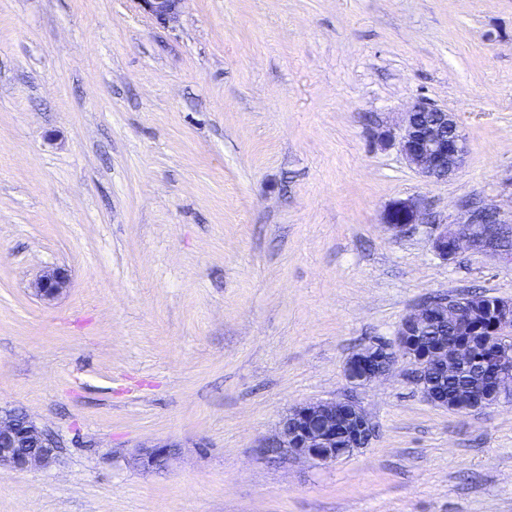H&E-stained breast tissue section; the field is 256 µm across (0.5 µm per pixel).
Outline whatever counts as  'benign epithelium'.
I'll use <instances>...</instances> for the list:
<instances>
[{"label":"benign epithelium","mask_w":512,"mask_h":512,"mask_svg":"<svg viewBox=\"0 0 512 512\" xmlns=\"http://www.w3.org/2000/svg\"><path fill=\"white\" fill-rule=\"evenodd\" d=\"M183 0H137L160 23L175 18ZM395 143L408 166L427 182L448 179L462 165L468 153V139L455 114L417 98L403 112L396 129L382 133ZM428 214L417 199H396L383 213V223L396 236H402L417 224L428 223ZM502 218L492 207L471 211L457 224H444L432 239L435 254L452 261L465 248L504 251ZM67 272L51 267L38 274L29 285L39 300L51 303L69 288ZM463 300L449 296L437 306L428 301L415 308L401 322L395 342L374 338L354 352L345 362L344 376L352 385L364 386L385 378L403 361L412 366L413 378L421 394L431 403L448 407V399L433 389L430 379L436 375L454 376L481 362V351L492 349L495 384L484 395L462 407H448L456 414H468L501 403H512V302L496 303L495 339L474 338L463 332L451 341L433 344L425 333L436 316L463 323ZM374 426L364 407L351 397L313 401L290 408L274 431L261 438L256 451L268 459L291 457L313 465H328L369 445ZM55 442L27 412L0 409V466L26 470L48 465L54 456ZM179 444L157 442L137 454L134 461L148 469L167 467Z\"/></svg>","instance_id":"7a95c632"}]
</instances>
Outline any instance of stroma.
<instances>
[{
	"label": "stroma",
	"mask_w": 512,
	"mask_h": 512,
	"mask_svg": "<svg viewBox=\"0 0 512 512\" xmlns=\"http://www.w3.org/2000/svg\"><path fill=\"white\" fill-rule=\"evenodd\" d=\"M424 96L469 151L425 183L377 135ZM429 221L393 236V200ZM491 206L512 233V0H0V408L55 461L0 512H512V406L427 401L343 367L423 300L512 301V259L432 249ZM60 266L46 304L30 281ZM352 394L375 426L326 466L255 450ZM180 448L136 467L142 444ZM158 22L166 24L178 14L183 0H136ZM70 279L60 267H51L38 274L29 285L32 294L39 300L51 303L61 297L69 288Z\"/></svg>",
	"instance_id": "35a3bbf8"
}]
</instances>
